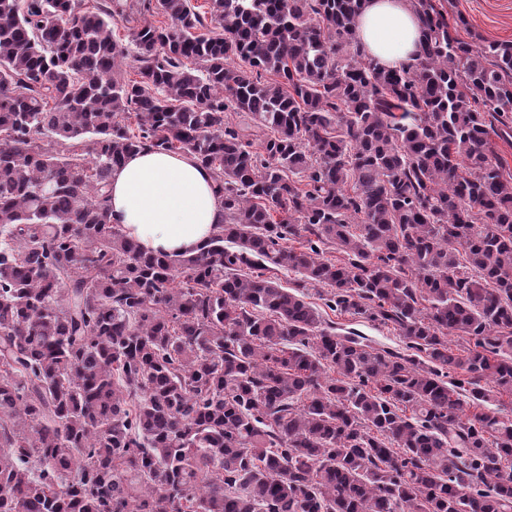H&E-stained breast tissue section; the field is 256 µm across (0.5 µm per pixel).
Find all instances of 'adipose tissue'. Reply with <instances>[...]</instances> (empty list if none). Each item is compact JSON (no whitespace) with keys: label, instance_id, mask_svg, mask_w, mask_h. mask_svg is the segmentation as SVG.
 Instances as JSON below:
<instances>
[{"label":"adipose tissue","instance_id":"adipose-tissue-1","mask_svg":"<svg viewBox=\"0 0 512 512\" xmlns=\"http://www.w3.org/2000/svg\"><path fill=\"white\" fill-rule=\"evenodd\" d=\"M362 52L389 69L416 65L422 38L408 0H364L355 19ZM108 219L143 250L198 251L224 220L209 171L189 155L142 151L112 173Z\"/></svg>","mask_w":512,"mask_h":512}]
</instances>
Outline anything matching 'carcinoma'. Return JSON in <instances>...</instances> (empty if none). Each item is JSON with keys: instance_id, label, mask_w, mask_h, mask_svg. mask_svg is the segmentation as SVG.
<instances>
[{"instance_id": "1", "label": "carcinoma", "mask_w": 512, "mask_h": 512, "mask_svg": "<svg viewBox=\"0 0 512 512\" xmlns=\"http://www.w3.org/2000/svg\"><path fill=\"white\" fill-rule=\"evenodd\" d=\"M361 2L0 0V512H512V42L411 0L388 69ZM145 149L212 175L195 255L108 222ZM409 0H365L355 19L362 52L388 69H410L417 63L422 38ZM361 333L373 341L374 344L383 347L397 348L401 343L395 332L384 327L371 326L368 324L352 325Z\"/></svg>"}]
</instances>
